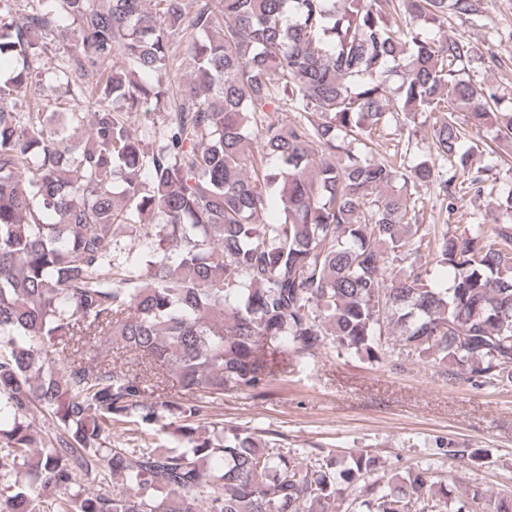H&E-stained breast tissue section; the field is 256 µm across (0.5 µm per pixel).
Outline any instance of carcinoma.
I'll list each match as a JSON object with an SVG mask.
<instances>
[{"label": "carcinoma", "mask_w": 512, "mask_h": 512, "mask_svg": "<svg viewBox=\"0 0 512 512\" xmlns=\"http://www.w3.org/2000/svg\"><path fill=\"white\" fill-rule=\"evenodd\" d=\"M15 3L0 0V512H43L48 492L52 512H512V493L381 475L362 451L302 458L246 429L199 432L208 404L265 387L285 351L512 385V185L460 233H431L411 192L435 181L453 213L484 192L480 130L512 153V107L472 83L477 43L448 32L489 0ZM178 31L183 90L164 81ZM46 75L91 89L93 109L55 123L11 102ZM167 98L150 149L126 114ZM426 112L441 116L418 161L410 134L373 157L399 114ZM122 225L153 250L118 251ZM95 343L107 356L74 359ZM168 374L178 402L162 399ZM170 411L184 448L112 440Z\"/></svg>", "instance_id": "1"}]
</instances>
